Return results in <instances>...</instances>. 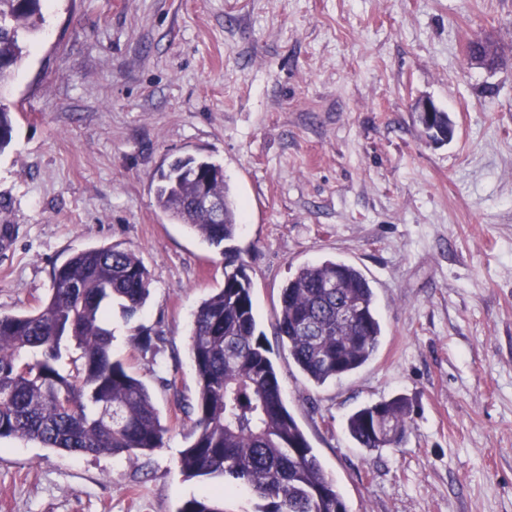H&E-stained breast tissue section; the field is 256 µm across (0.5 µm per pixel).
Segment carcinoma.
Here are the masks:
<instances>
[{
  "instance_id": "carcinoma-1",
  "label": "carcinoma",
  "mask_w": 512,
  "mask_h": 512,
  "mask_svg": "<svg viewBox=\"0 0 512 512\" xmlns=\"http://www.w3.org/2000/svg\"><path fill=\"white\" fill-rule=\"evenodd\" d=\"M43 0H0V85L21 62L26 37L38 29ZM15 129V113L0 102V152ZM446 112H434L425 135L453 137ZM189 156L156 174L157 207L216 248L234 240L241 208L228 182L208 191L224 203V218L194 205L200 182ZM224 285L198 307L189 353L197 379L190 443L179 464L188 478L221 477L261 501L256 512H347L335 481L323 470L289 412L279 375L257 332L252 282L232 247L224 249ZM150 294L149 272L132 251L114 245L84 249L53 269L48 297L30 313L0 314V438L39 441L78 455L129 460L163 446L166 428L146 383L112 356L108 312L131 317ZM275 327L294 363L316 385L367 364L382 335L369 280L356 267L325 260L298 269L280 292ZM401 396L351 414L347 429L360 447H396L410 424ZM178 512H224L204 494Z\"/></svg>"
}]
</instances>
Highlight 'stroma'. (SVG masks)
Wrapping results in <instances>:
<instances>
[{"label": "stroma", "instance_id": "35a3bbf8", "mask_svg": "<svg viewBox=\"0 0 512 512\" xmlns=\"http://www.w3.org/2000/svg\"><path fill=\"white\" fill-rule=\"evenodd\" d=\"M492 37L487 70L467 46ZM428 97L454 136L427 139ZM0 100V312L25 313L80 249L117 244L150 273L112 354L150 388L164 445L130 462L0 438V512H178L219 486L186 477L193 316L224 257L157 206V169L220 163L233 241L284 399L347 512H512V0H50ZM358 267L374 359L316 386L274 332L302 266ZM157 336L142 350L137 329ZM405 396L398 448L359 447L361 406Z\"/></svg>", "mask_w": 512, "mask_h": 512}]
</instances>
